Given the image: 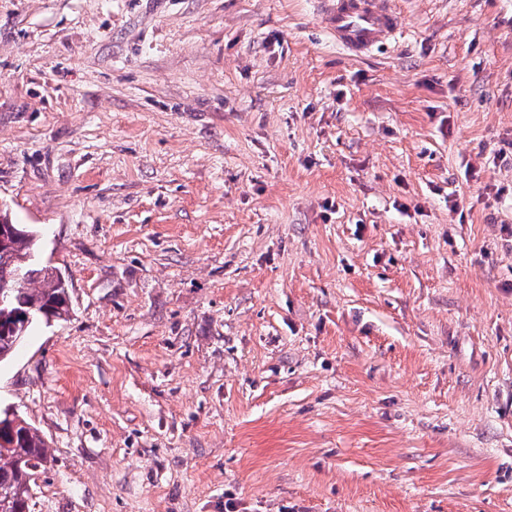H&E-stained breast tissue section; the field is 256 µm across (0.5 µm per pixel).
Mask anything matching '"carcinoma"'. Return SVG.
<instances>
[{"mask_svg": "<svg viewBox=\"0 0 512 512\" xmlns=\"http://www.w3.org/2000/svg\"><path fill=\"white\" fill-rule=\"evenodd\" d=\"M35 240L20 241L6 254L0 253V280L17 269L29 273L24 288L12 293V306L23 303L61 320L69 313L70 300L58 286L54 269L33 258ZM0 323V363L13 355L20 339L8 335ZM8 410H0V512H29V487L37 471H45L48 445L39 430Z\"/></svg>", "mask_w": 512, "mask_h": 512, "instance_id": "cac0c4a2", "label": "carcinoma"}]
</instances>
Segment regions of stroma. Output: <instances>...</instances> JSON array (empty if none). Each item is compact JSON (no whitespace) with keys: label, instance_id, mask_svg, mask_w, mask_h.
Instances as JSON below:
<instances>
[{"label":"stroma","instance_id":"stroma-1","mask_svg":"<svg viewBox=\"0 0 512 512\" xmlns=\"http://www.w3.org/2000/svg\"><path fill=\"white\" fill-rule=\"evenodd\" d=\"M393 3L0 0L31 512H512V0ZM329 4L322 20L336 44L358 56L384 45L402 28L392 0H324ZM11 221L6 212H0V251L6 252L10 249L13 242L28 236L29 233L19 224H2ZM35 239L29 237L21 240L16 247H14L7 254L0 252V280L11 276L15 272L13 283L5 284L0 288V316H4L3 310H10L13 307H18V303H23L37 310L43 311L42 317L45 318L46 314L55 316L56 320L64 319L69 313L68 299L64 295V288L58 286L54 268L48 266H40L33 258ZM21 269H26L27 272ZM29 273L28 279L27 275ZM26 282V283H25ZM25 283L24 288L23 285ZM9 288H21L20 291L12 293ZM10 298L12 305L9 307L4 306L9 304ZM55 320V321H56Z\"/></svg>","mask_w":512,"mask_h":512}]
</instances>
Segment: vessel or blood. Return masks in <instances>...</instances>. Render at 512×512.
Instances as JSON below:
<instances>
[{"mask_svg": "<svg viewBox=\"0 0 512 512\" xmlns=\"http://www.w3.org/2000/svg\"><path fill=\"white\" fill-rule=\"evenodd\" d=\"M322 20L338 46L351 55L368 53L384 45L402 28L392 0H327Z\"/></svg>", "mask_w": 512, "mask_h": 512, "instance_id": "1", "label": "vessel or blood"}]
</instances>
